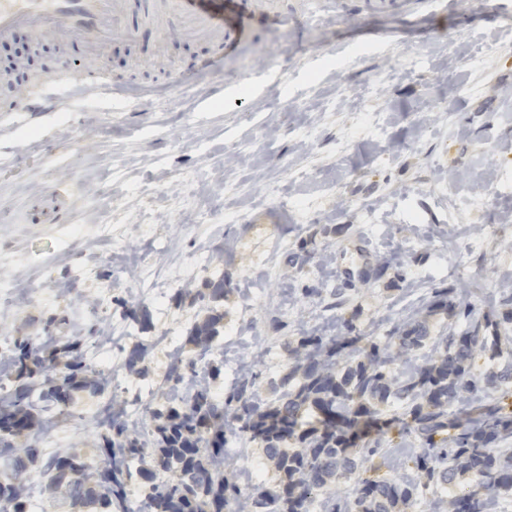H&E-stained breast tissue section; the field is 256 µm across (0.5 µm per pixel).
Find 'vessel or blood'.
Instances as JSON below:
<instances>
[{
  "mask_svg": "<svg viewBox=\"0 0 512 512\" xmlns=\"http://www.w3.org/2000/svg\"><path fill=\"white\" fill-rule=\"evenodd\" d=\"M134 9L143 23L165 15L185 34L207 37L226 54L233 53L240 41L242 27L235 0H0V45L12 42L23 29L60 41L76 36L86 54L100 60L115 36L137 37V27L128 21ZM79 93L108 96L116 102L125 99L124 88L113 83L111 70L101 67L85 74L66 65L47 85L33 90L27 102L11 100L0 104V110L23 123L28 113L42 111L46 99L63 109Z\"/></svg>",
  "mask_w": 512,
  "mask_h": 512,
  "instance_id": "b4317fda",
  "label": "vessel or blood"
}]
</instances>
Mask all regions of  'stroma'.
<instances>
[{"instance_id": "35a3bbf8", "label": "stroma", "mask_w": 512, "mask_h": 512, "mask_svg": "<svg viewBox=\"0 0 512 512\" xmlns=\"http://www.w3.org/2000/svg\"><path fill=\"white\" fill-rule=\"evenodd\" d=\"M211 52L205 38L144 26L105 59L130 90L124 110L78 95L36 113L29 138L0 115V250L16 290L0 300V336L40 338L47 352L118 337L111 392L147 438L140 389L174 394L170 352L203 318L196 291L216 271L229 288L215 305L224 355L197 371L220 395L247 373L274 400L306 336L383 343L416 317L434 337L474 320L493 335L512 310V0L389 14L255 0L238 54L198 71ZM83 58L78 40L38 44L27 31L0 45L21 95ZM181 71L189 80L174 86ZM241 74L263 83L243 90ZM49 267L62 295L46 302ZM442 289L472 318L430 312ZM138 344L141 375L122 363ZM96 401L80 392L63 414L67 448L94 466ZM389 438L379 476L415 478L419 442ZM228 440L240 487L275 478L257 444Z\"/></svg>"}]
</instances>
